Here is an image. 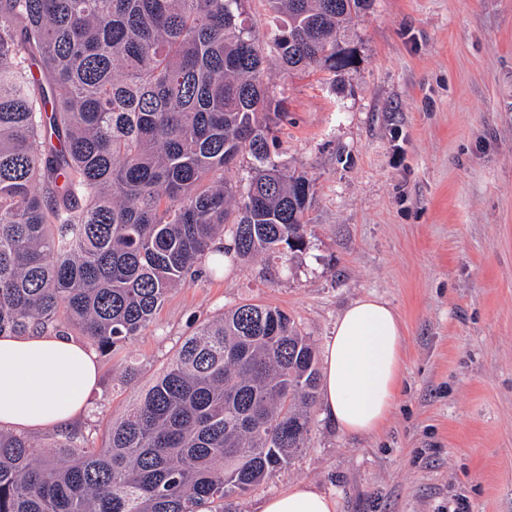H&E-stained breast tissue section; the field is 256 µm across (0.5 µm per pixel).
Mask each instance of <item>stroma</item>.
Returning a JSON list of instances; mask_svg holds the SVG:
<instances>
[{
    "mask_svg": "<svg viewBox=\"0 0 512 512\" xmlns=\"http://www.w3.org/2000/svg\"><path fill=\"white\" fill-rule=\"evenodd\" d=\"M335 78L265 81L288 116L269 138L315 184L306 246L276 277L236 260L175 288L155 321L99 355L74 432L100 444L181 343L242 302L278 306L323 347L353 300L406 330L401 390L374 435L316 415L307 448L237 512L307 481L338 512H512V0H373Z\"/></svg>",
    "mask_w": 512,
    "mask_h": 512,
    "instance_id": "1",
    "label": "stroma"
}]
</instances>
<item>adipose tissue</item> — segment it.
I'll return each mask as SVG.
<instances>
[{
	"instance_id": "adipose-tissue-1",
	"label": "adipose tissue",
	"mask_w": 512,
	"mask_h": 512,
	"mask_svg": "<svg viewBox=\"0 0 512 512\" xmlns=\"http://www.w3.org/2000/svg\"><path fill=\"white\" fill-rule=\"evenodd\" d=\"M404 329L374 296L352 301L323 346L320 408L346 434L371 435L388 421L401 387ZM99 376L95 352L69 336H0V427L65 429L84 413ZM261 512H337L335 497L296 482Z\"/></svg>"
}]
</instances>
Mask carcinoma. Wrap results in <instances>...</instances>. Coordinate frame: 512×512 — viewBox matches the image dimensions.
<instances>
[{
    "mask_svg": "<svg viewBox=\"0 0 512 512\" xmlns=\"http://www.w3.org/2000/svg\"><path fill=\"white\" fill-rule=\"evenodd\" d=\"M247 0H0V335L75 330L102 354L171 291L305 245L313 180L272 156L285 111ZM288 71L354 64L371 0H265ZM247 182L225 177L243 156ZM315 347L244 303L200 326L98 446L0 430V512H233L306 447Z\"/></svg>",
    "mask_w": 512,
    "mask_h": 512,
    "instance_id": "obj_1",
    "label": "carcinoma"
}]
</instances>
